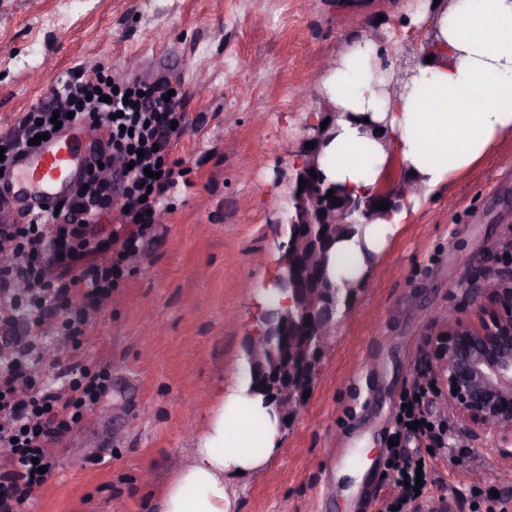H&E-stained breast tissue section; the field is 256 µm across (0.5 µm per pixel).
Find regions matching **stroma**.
<instances>
[{
    "instance_id": "stroma-1",
    "label": "stroma",
    "mask_w": 512,
    "mask_h": 512,
    "mask_svg": "<svg viewBox=\"0 0 512 512\" xmlns=\"http://www.w3.org/2000/svg\"><path fill=\"white\" fill-rule=\"evenodd\" d=\"M403 0H0V135L46 102L59 78L100 69L180 87L189 126L175 142L185 181L168 195L164 233L89 328L112 393L54 450L57 474L35 512H158L218 388L246 372L257 292L282 254L299 148L325 111L323 74L354 39L388 54ZM512 256V139L424 201L357 284L336 320L304 409L267 464L229 480L232 512H376L403 389L440 386L428 340L439 316L477 308L468 284ZM447 423L437 483L415 512H487L512 501V452ZM345 448L365 457L340 462Z\"/></svg>"
}]
</instances>
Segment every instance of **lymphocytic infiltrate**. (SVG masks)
<instances>
[{
  "label": "lymphocytic infiltrate",
  "mask_w": 512,
  "mask_h": 512,
  "mask_svg": "<svg viewBox=\"0 0 512 512\" xmlns=\"http://www.w3.org/2000/svg\"><path fill=\"white\" fill-rule=\"evenodd\" d=\"M181 98L102 71L72 75L47 103L26 112L14 133L0 137L6 171L36 135L54 134L53 115L108 136L59 212L0 225V512H30L57 472L55 448L112 391L109 365L83 354L87 331L130 275L132 260L161 233L163 200L183 175L169 157L188 126ZM114 209L121 222L112 226L106 219ZM57 340L66 349L55 362L61 382L53 385L36 366ZM429 392L417 378L403 390L387 471L396 493L377 512H407L417 497L414 482L434 483L431 459L406 456L401 447L416 435L443 448L446 427L427 415Z\"/></svg>",
  "instance_id": "f902f5d3"
}]
</instances>
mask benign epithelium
<instances>
[{"mask_svg":"<svg viewBox=\"0 0 512 512\" xmlns=\"http://www.w3.org/2000/svg\"><path fill=\"white\" fill-rule=\"evenodd\" d=\"M325 120L329 125L323 128ZM334 121L335 113H322L306 138L312 147H301L283 229L286 241L272 281L280 299L258 315L247 346L251 392L263 397L282 428L305 407L303 394L310 392L336 323L339 298L328 276L329 254L342 234L352 232L356 216L369 221L380 214L375 203L392 205L412 188L408 180L399 193L387 189L360 199L335 192L328 198L330 186L322 182L318 157ZM302 179L306 187L301 189ZM488 290L490 301L471 316L444 314L428 346L459 430L511 444L512 265Z\"/></svg>","mask_w":512,"mask_h":512,"instance_id":"7a95c632","label":"benign epithelium"}]
</instances>
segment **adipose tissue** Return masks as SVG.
I'll list each match as a JSON object with an SVG mask.
<instances>
[{
  "label": "adipose tissue",
  "mask_w": 512,
  "mask_h": 512,
  "mask_svg": "<svg viewBox=\"0 0 512 512\" xmlns=\"http://www.w3.org/2000/svg\"><path fill=\"white\" fill-rule=\"evenodd\" d=\"M400 38L420 28L428 40L409 57L382 56L369 38L353 40L323 80L336 118L322 149L328 182L366 197L393 164L422 194L366 224L363 245L338 243L336 282L356 285L425 195L466 175L512 138V0H410ZM281 446L275 418L239 383L217 395L190 456L165 486L159 512H230L225 476L250 471Z\"/></svg>",
  "instance_id": "ef3b65f1"
}]
</instances>
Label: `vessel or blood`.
<instances>
[{"mask_svg": "<svg viewBox=\"0 0 512 512\" xmlns=\"http://www.w3.org/2000/svg\"><path fill=\"white\" fill-rule=\"evenodd\" d=\"M84 135L83 128H73L17 161L12 180L28 201L29 217L50 215L56 201L73 191L77 170L87 162L80 151Z\"/></svg>", "mask_w": 512, "mask_h": 512, "instance_id": "1", "label": "vessel or blood"}]
</instances>
